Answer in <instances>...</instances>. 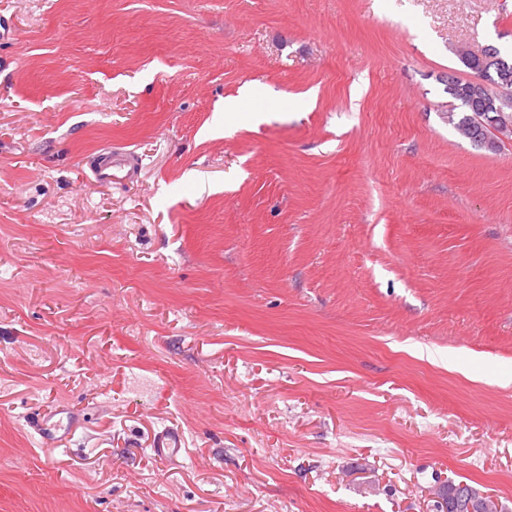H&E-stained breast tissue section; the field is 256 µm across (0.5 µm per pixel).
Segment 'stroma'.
<instances>
[{
	"label": "stroma",
	"instance_id": "stroma-1",
	"mask_svg": "<svg viewBox=\"0 0 512 512\" xmlns=\"http://www.w3.org/2000/svg\"><path fill=\"white\" fill-rule=\"evenodd\" d=\"M6 27L0 512H436L450 480L512 512V140L446 119L512 0H0ZM113 147L141 169L105 186Z\"/></svg>",
	"mask_w": 512,
	"mask_h": 512
}]
</instances>
